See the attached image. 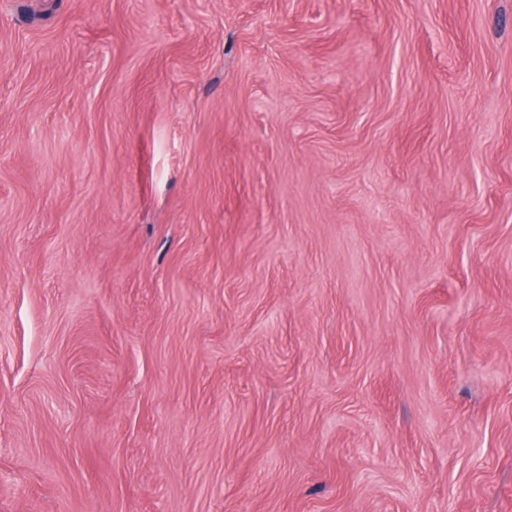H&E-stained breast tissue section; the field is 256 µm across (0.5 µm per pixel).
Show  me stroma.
Here are the masks:
<instances>
[{
	"label": "stroma",
	"mask_w": 512,
	"mask_h": 512,
	"mask_svg": "<svg viewBox=\"0 0 512 512\" xmlns=\"http://www.w3.org/2000/svg\"><path fill=\"white\" fill-rule=\"evenodd\" d=\"M0 512H512V0H0Z\"/></svg>",
	"instance_id": "1"
}]
</instances>
